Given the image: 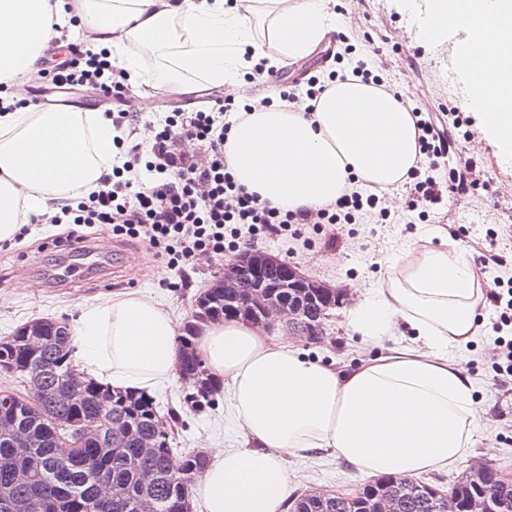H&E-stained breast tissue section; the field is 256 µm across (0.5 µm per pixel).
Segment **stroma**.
Listing matches in <instances>:
<instances>
[{"label": "stroma", "mask_w": 512, "mask_h": 512, "mask_svg": "<svg viewBox=\"0 0 512 512\" xmlns=\"http://www.w3.org/2000/svg\"><path fill=\"white\" fill-rule=\"evenodd\" d=\"M331 10L353 44L375 50V64L395 88L408 90L411 99L420 101L430 112L455 106L457 100L448 83V47L426 36L406 0H335ZM320 55L312 53L305 60L279 66L270 83L242 82L234 86L237 99L258 101L272 95L276 85L292 81L301 70H319ZM140 101L149 107L148 120L155 121L176 108L192 111L202 102L224 96L215 87H200L194 92L173 93L151 86L135 90ZM473 120L469 142L462 144L448 160L449 166L465 161L476 162L490 182L486 191L443 200L429 217L404 206L406 188L387 195L386 205L393 217L389 224H327L313 237L310 249L289 251L287 243L262 239L254 242L256 250L267 252L298 267L315 280L339 287L346 293L342 305L331 312L328 334L323 341H301L309 358L323 363L354 365L360 354L353 347L346 324V314L353 305L351 292L356 284L379 280L389 260L405 255L416 235L441 227L471 258L493 247L512 255V164L502 163L499 149L480 131L481 109L470 110ZM68 224H34L25 237L0 249V336L39 317L73 322L81 304L126 289H137L169 308L181 322L191 319L193 301L212 285L223 268L222 258L203 261L200 267L182 272L166 268L153 257L148 246L136 242H118L106 227L90 224L81 227L86 240L104 252L122 248L131 262L120 272H113L111 262L90 273L53 283V274L69 262L71 252L51 247L52 239L67 238ZM491 344L481 335L469 342L460 358L474 379V401L486 417L474 447L454 467L421 473L422 481L444 488L457 480L474 461L484 460L512 477V382L493 384L484 358ZM183 381L156 392L161 417L169 420L175 437L171 442L174 458L200 449L235 447L243 436L224 417L223 402L214 407L192 410L186 405ZM291 470L297 493L306 491L354 493L367 478L326 454H315L292 461Z\"/></svg>", "instance_id": "obj_1"}]
</instances>
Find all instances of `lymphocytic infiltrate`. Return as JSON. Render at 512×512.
Instances as JSON below:
<instances>
[{
    "label": "lymphocytic infiltrate",
    "instance_id": "obj_1",
    "mask_svg": "<svg viewBox=\"0 0 512 512\" xmlns=\"http://www.w3.org/2000/svg\"><path fill=\"white\" fill-rule=\"evenodd\" d=\"M39 77L59 88H88L109 102L105 114L118 132L113 143L120 154L112 167V182L68 209L71 223L103 224L113 237L141 241L157 249L169 269L183 271L195 267L201 258L238 248L242 225L256 239L297 240L307 225L317 229L324 224L383 222L390 217L375 193L353 192L335 204L299 212L284 213L259 202L257 195L234 181L224 159L229 115L253 110L233 95L193 112H169L155 125L144 122L142 111L130 106L127 75L106 53L73 52L56 67L42 70ZM412 114L418 119L420 151L426 161L408 173L409 209H429L443 197L485 187L473 162L465 164L473 173L467 183L457 179L455 171L441 169L443 159L456 146L455 130L469 125L468 116L456 108L427 119L421 108H413ZM141 130L151 139L146 151L125 143L126 136ZM487 299L496 315L491 370L495 380L502 382L512 378V277L497 281Z\"/></svg>",
    "mask_w": 512,
    "mask_h": 512
}]
</instances>
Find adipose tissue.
<instances>
[{"label":"adipose tissue","mask_w":512,"mask_h":512,"mask_svg":"<svg viewBox=\"0 0 512 512\" xmlns=\"http://www.w3.org/2000/svg\"><path fill=\"white\" fill-rule=\"evenodd\" d=\"M329 0H0V83L19 85L61 46L71 15L132 85L143 51L157 86L186 77L235 85L250 61L289 65L337 31ZM115 131L99 112H30L0 98V242L30 219L77 204L112 175ZM412 113L361 78L336 80L314 112L256 107L224 144L237 184L284 211L318 208L355 190L403 185L421 160ZM491 278L439 230L411 243L375 286H356L347 326L368 357L348 370L309 359L286 335L239 318L198 322L195 352L223 382L245 446L219 448L197 492L205 512H283L288 460L335 455L372 477H413L454 465L479 428L474 381L456 351L479 335ZM410 343L386 347L401 326ZM180 321L137 290L83 304L71 338L82 372L140 392L176 381Z\"/></svg>","instance_id":"1"}]
</instances>
